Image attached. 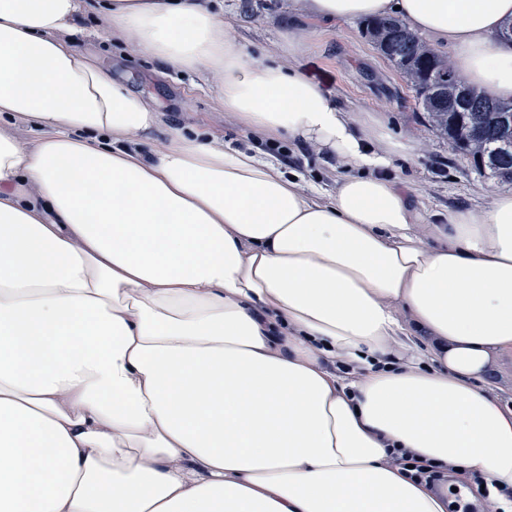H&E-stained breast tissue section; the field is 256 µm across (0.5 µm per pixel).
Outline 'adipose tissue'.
<instances>
[{"label": "adipose tissue", "instance_id": "obj_1", "mask_svg": "<svg viewBox=\"0 0 512 512\" xmlns=\"http://www.w3.org/2000/svg\"><path fill=\"white\" fill-rule=\"evenodd\" d=\"M294 3L399 17L512 101V0ZM90 8L0 0V512H448L402 452L512 512V191L426 222L385 173L407 144L302 74L305 31L270 65L209 0H102L96 41L221 75L242 132L351 168L322 199L64 44Z\"/></svg>", "mask_w": 512, "mask_h": 512}]
</instances>
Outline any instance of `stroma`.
Here are the masks:
<instances>
[{
	"mask_svg": "<svg viewBox=\"0 0 512 512\" xmlns=\"http://www.w3.org/2000/svg\"><path fill=\"white\" fill-rule=\"evenodd\" d=\"M224 20L250 54L271 62L280 60L282 37L298 18L291 0H224ZM110 54L124 55L127 86L155 102L168 123L204 125L227 143L250 146L283 160L288 169L302 175L304 184L323 195L333 194L343 168L313 146L285 141L271 145L259 136L242 134L233 115L217 100V78L205 81L190 71L171 70L162 60L140 56L117 41L99 50L100 57ZM300 62L305 76L341 107L378 112L388 135L412 142V149L396 158L387 174L407 187L427 220L446 223L461 208L481 212L500 191V184L479 176L433 130L409 82L365 37L362 22L310 26L308 47Z\"/></svg>",
	"mask_w": 512,
	"mask_h": 512,
	"instance_id": "1",
	"label": "stroma"
}]
</instances>
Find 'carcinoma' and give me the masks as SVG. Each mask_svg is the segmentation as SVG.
<instances>
[{"label":"carcinoma","instance_id":"obj_1","mask_svg":"<svg viewBox=\"0 0 512 512\" xmlns=\"http://www.w3.org/2000/svg\"><path fill=\"white\" fill-rule=\"evenodd\" d=\"M383 56L402 74L425 71L431 77L417 86L416 99L428 115L432 128L455 151L474 158L475 170L500 184H512V114L508 112H462L453 95H441V73L436 60L424 55V46L412 40V47L397 41Z\"/></svg>","mask_w":512,"mask_h":512}]
</instances>
